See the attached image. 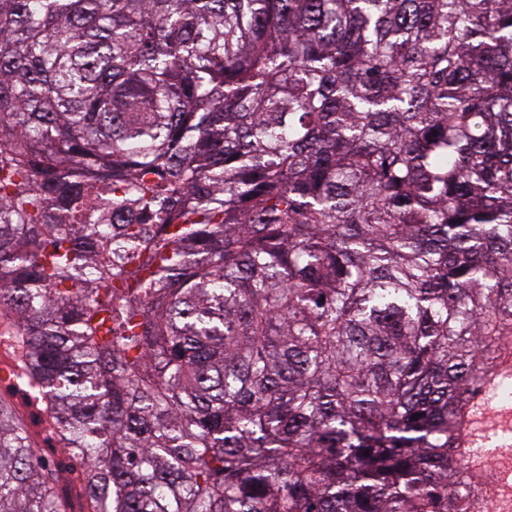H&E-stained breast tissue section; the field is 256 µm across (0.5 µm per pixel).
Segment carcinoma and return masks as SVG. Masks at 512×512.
I'll list each match as a JSON object with an SVG mask.
<instances>
[{
  "mask_svg": "<svg viewBox=\"0 0 512 512\" xmlns=\"http://www.w3.org/2000/svg\"><path fill=\"white\" fill-rule=\"evenodd\" d=\"M0 330L92 512H462L512 0H0Z\"/></svg>",
  "mask_w": 512,
  "mask_h": 512,
  "instance_id": "obj_1",
  "label": "carcinoma"
}]
</instances>
